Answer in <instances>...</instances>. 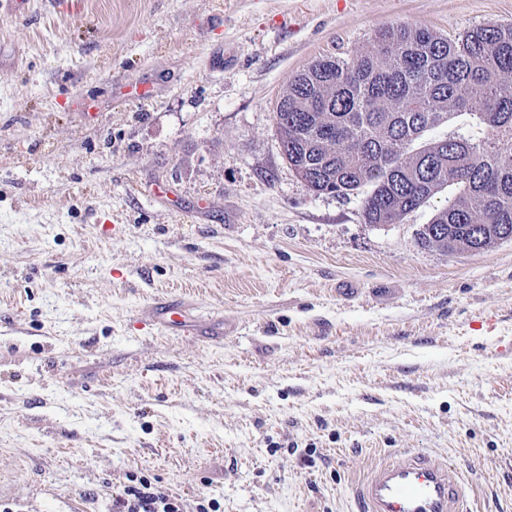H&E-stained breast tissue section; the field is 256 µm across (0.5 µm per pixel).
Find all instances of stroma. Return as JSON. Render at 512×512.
Masks as SVG:
<instances>
[{
	"mask_svg": "<svg viewBox=\"0 0 512 512\" xmlns=\"http://www.w3.org/2000/svg\"><path fill=\"white\" fill-rule=\"evenodd\" d=\"M512 0H32L0 15V512H112L129 476L220 512H350L402 448L512 512V242L421 247L316 194L277 97L379 30ZM148 97L115 101L120 85ZM223 342L144 328L160 300Z\"/></svg>",
	"mask_w": 512,
	"mask_h": 512,
	"instance_id": "obj_1",
	"label": "stroma"
}]
</instances>
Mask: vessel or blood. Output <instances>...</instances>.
Here are the masks:
<instances>
[{
  "mask_svg": "<svg viewBox=\"0 0 512 512\" xmlns=\"http://www.w3.org/2000/svg\"><path fill=\"white\" fill-rule=\"evenodd\" d=\"M153 329L223 339V320L202 315L184 300L160 301L149 311ZM353 512H480L460 465L437 460L425 448L386 454L352 485Z\"/></svg>",
  "mask_w": 512,
  "mask_h": 512,
  "instance_id": "b4317fda",
  "label": "vessel or blood"
}]
</instances>
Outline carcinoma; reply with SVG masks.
<instances>
[{"label": "carcinoma", "mask_w": 512, "mask_h": 512, "mask_svg": "<svg viewBox=\"0 0 512 512\" xmlns=\"http://www.w3.org/2000/svg\"><path fill=\"white\" fill-rule=\"evenodd\" d=\"M469 114L473 140L428 132ZM287 162L316 194L369 188V224H397L437 194L453 200L417 232L444 253L482 251L512 235V24L455 39L409 23L379 31L365 52L312 62L274 112Z\"/></svg>", "instance_id": "carcinoma-1"}]
</instances>
